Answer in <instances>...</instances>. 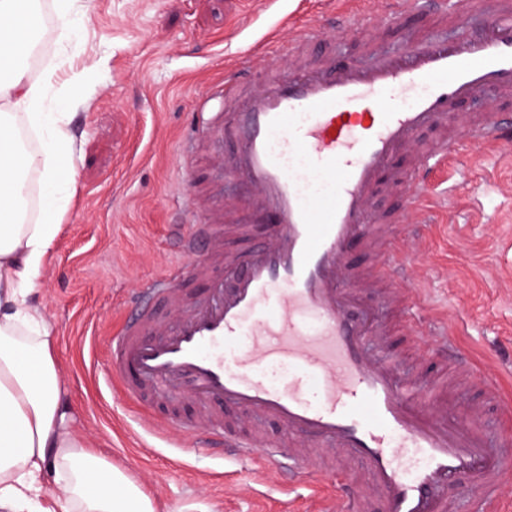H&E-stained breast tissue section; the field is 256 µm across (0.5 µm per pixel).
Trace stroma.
Wrapping results in <instances>:
<instances>
[{
  "instance_id": "1",
  "label": "stroma",
  "mask_w": 512,
  "mask_h": 512,
  "mask_svg": "<svg viewBox=\"0 0 512 512\" xmlns=\"http://www.w3.org/2000/svg\"><path fill=\"white\" fill-rule=\"evenodd\" d=\"M324 0H41L42 50L30 81L43 88V109L69 115L74 183L49 262L30 304L55 338L54 357L68 392L74 425L89 447L111 457L158 504V512H278L282 488L274 474L224 459L183 439L155 435L148 420L199 412L184 396H153L135 407L109 390L99 371L106 340L131 307L134 291L181 259L175 219L191 225L205 208L247 205L244 186L209 180L232 138L184 152L192 114L226 61L281 18L319 19ZM68 26H61L60 14ZM366 65L362 38L339 33L297 52L290 31L260 67H287L292 55L319 62L324 54ZM440 223L425 245L409 243L418 274L409 299L428 320L448 321L464 343L487 357L512 337V155L486 148L449 170ZM480 406L491 447L512 458V428L499 407Z\"/></svg>"
}]
</instances>
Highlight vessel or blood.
I'll return each mask as SVG.
<instances>
[{
	"mask_svg": "<svg viewBox=\"0 0 512 512\" xmlns=\"http://www.w3.org/2000/svg\"><path fill=\"white\" fill-rule=\"evenodd\" d=\"M387 2L385 25L410 15L426 23L400 54L374 46L366 67L328 56L255 74L246 51L232 61V78L213 85L224 109L196 113L195 124L216 142L234 135L226 175L254 205L236 229L264 225L265 239L225 257L224 212L205 211L181 239L184 264L135 295V314L109 336L104 377L135 405L146 391L192 396L203 411L184 431L233 459H260L292 489L325 472L320 447L360 461L369 483L327 471L339 512H453L447 488L460 479L497 505L502 453L490 450L475 419L449 420L440 379L421 385L386 356L390 327L371 308L387 302L410 334L422 326L402 299L414 268L404 240L375 219L378 196L396 191L395 223L425 227L432 212L424 196L450 161L482 144L512 149V126L502 120L512 112V0ZM439 22L457 28V39L433 37L429 27ZM378 23L372 0H349L297 38L319 44ZM484 93L486 109L460 117ZM364 246L382 277L351 265L352 250ZM214 259L233 268V287L211 278L198 305L185 308L186 267L202 274ZM434 331L436 362L473 374L476 358L447 324ZM214 404L273 421L301 445L225 426Z\"/></svg>",
	"mask_w": 512,
	"mask_h": 512,
	"instance_id": "obj_1",
	"label": "vessel or blood"
}]
</instances>
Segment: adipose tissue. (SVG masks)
<instances>
[{
  "instance_id": "obj_1",
  "label": "adipose tissue",
  "mask_w": 512,
  "mask_h": 512,
  "mask_svg": "<svg viewBox=\"0 0 512 512\" xmlns=\"http://www.w3.org/2000/svg\"><path fill=\"white\" fill-rule=\"evenodd\" d=\"M31 45L16 24V0H0V60L8 72L0 97L16 106L0 113V185L10 187L0 192V512H28L47 470L61 492L58 512H157L134 479L75 432L54 338L42 313L27 303L60 229V192L73 177L61 168L72 155L69 130L42 112L40 90L20 65ZM43 125L47 140L24 146L22 130ZM35 177L43 200L30 224L23 206Z\"/></svg>"
}]
</instances>
